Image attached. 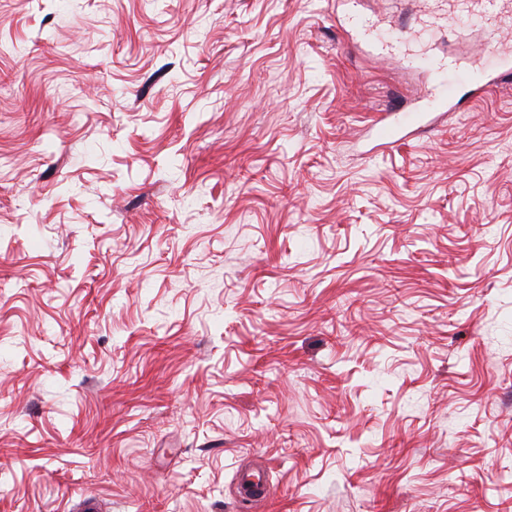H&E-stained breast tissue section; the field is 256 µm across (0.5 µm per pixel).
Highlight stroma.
<instances>
[{"mask_svg": "<svg viewBox=\"0 0 512 512\" xmlns=\"http://www.w3.org/2000/svg\"><path fill=\"white\" fill-rule=\"evenodd\" d=\"M424 91L336 0H0V512H512V83L368 151Z\"/></svg>", "mask_w": 512, "mask_h": 512, "instance_id": "1", "label": "stroma"}]
</instances>
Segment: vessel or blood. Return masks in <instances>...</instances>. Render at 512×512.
Returning a JSON list of instances; mask_svg holds the SVG:
<instances>
[{"instance_id": "b4317fda", "label": "vessel or blood", "mask_w": 512, "mask_h": 512, "mask_svg": "<svg viewBox=\"0 0 512 512\" xmlns=\"http://www.w3.org/2000/svg\"><path fill=\"white\" fill-rule=\"evenodd\" d=\"M346 20L353 30L362 35L373 47L389 51L391 56L407 67L424 66L434 81L440 82L448 74H459L469 96L487 92L504 79L512 77V54H497L490 67L462 66L452 57L429 55L418 57L411 46L420 32L391 35L386 27L362 14L361 0H344ZM448 25L459 34L481 30L498 35L512 29V0H425L424 27L433 29ZM419 115L414 111L388 112L376 116L371 124L376 147L391 148L403 143L408 127L416 124Z\"/></svg>"}]
</instances>
